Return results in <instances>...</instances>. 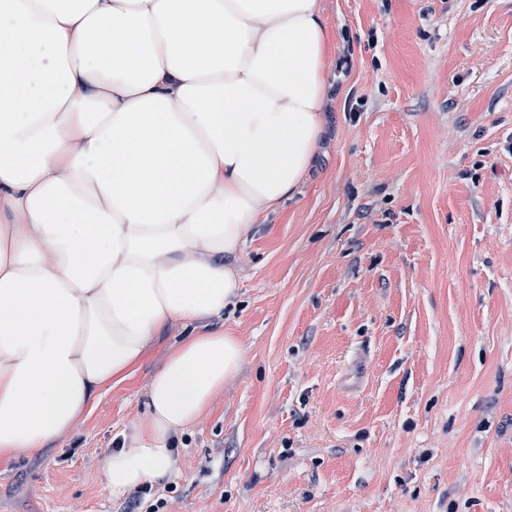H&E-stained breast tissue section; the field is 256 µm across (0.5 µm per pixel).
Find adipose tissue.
Masks as SVG:
<instances>
[{
    "instance_id": "adipose-tissue-1",
    "label": "adipose tissue",
    "mask_w": 512,
    "mask_h": 512,
    "mask_svg": "<svg viewBox=\"0 0 512 512\" xmlns=\"http://www.w3.org/2000/svg\"><path fill=\"white\" fill-rule=\"evenodd\" d=\"M320 0H0V461L72 433L170 325L116 501L238 373V257L325 132Z\"/></svg>"
}]
</instances>
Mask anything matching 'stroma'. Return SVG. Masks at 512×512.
<instances>
[{"label": "stroma", "instance_id": "stroma-1", "mask_svg": "<svg viewBox=\"0 0 512 512\" xmlns=\"http://www.w3.org/2000/svg\"><path fill=\"white\" fill-rule=\"evenodd\" d=\"M327 126L239 257L237 376L113 501L170 327L0 512H512V0H320Z\"/></svg>", "mask_w": 512, "mask_h": 512}]
</instances>
